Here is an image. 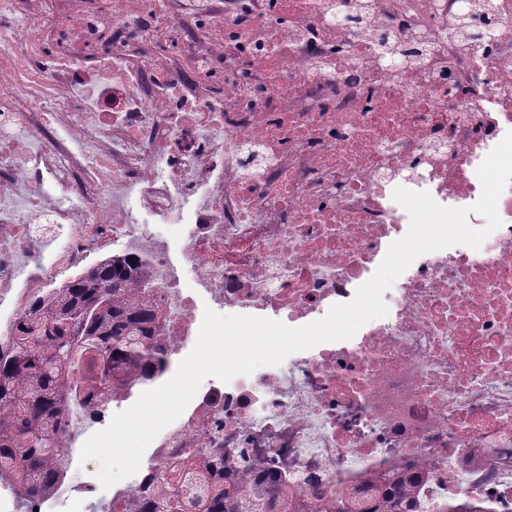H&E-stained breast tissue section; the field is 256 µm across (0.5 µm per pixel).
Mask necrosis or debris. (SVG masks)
Here are the masks:
<instances>
[{
	"label": "necrosis or debris",
	"mask_w": 512,
	"mask_h": 512,
	"mask_svg": "<svg viewBox=\"0 0 512 512\" xmlns=\"http://www.w3.org/2000/svg\"><path fill=\"white\" fill-rule=\"evenodd\" d=\"M2 16L0 297L15 314L118 248L151 273L170 377L201 303L298 328L350 302L408 231L395 188L486 225L471 207L512 132V0H0ZM466 17L494 43L455 36ZM382 40L410 62L379 63ZM134 190L168 223L190 211L180 270ZM497 213L481 248L417 257L351 339L207 379L150 458L271 469L315 512L397 473L420 476V512H512V181Z\"/></svg>",
	"instance_id": "1"
}]
</instances>
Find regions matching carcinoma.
<instances>
[{"mask_svg": "<svg viewBox=\"0 0 512 512\" xmlns=\"http://www.w3.org/2000/svg\"><path fill=\"white\" fill-rule=\"evenodd\" d=\"M163 318L144 266L109 256L33 300L0 345V484L25 506L54 496L65 478L70 403L106 402L156 382L168 354L155 341ZM151 489L117 495L104 512H296L284 482L226 484L190 450L150 464ZM418 476L400 475L367 512H416Z\"/></svg>", "mask_w": 512, "mask_h": 512, "instance_id": "1", "label": "carcinoma"}]
</instances>
